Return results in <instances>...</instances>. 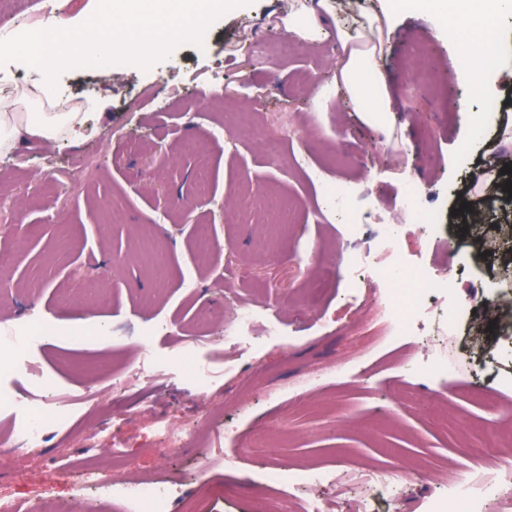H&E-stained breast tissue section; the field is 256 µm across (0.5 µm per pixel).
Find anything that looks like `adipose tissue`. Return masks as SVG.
<instances>
[{"label":"adipose tissue","instance_id":"adipose-tissue-1","mask_svg":"<svg viewBox=\"0 0 512 512\" xmlns=\"http://www.w3.org/2000/svg\"><path fill=\"white\" fill-rule=\"evenodd\" d=\"M343 55L336 68V85L346 91L358 111L374 122H381L392 109V98L379 74L384 50V23L373 18L357 35L338 32ZM20 99L0 101V154L14 150L18 136L27 135L45 142L66 132L77 134L81 126L78 112H23Z\"/></svg>","mask_w":512,"mask_h":512}]
</instances>
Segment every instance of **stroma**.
<instances>
[{"label": "stroma", "mask_w": 512, "mask_h": 512, "mask_svg": "<svg viewBox=\"0 0 512 512\" xmlns=\"http://www.w3.org/2000/svg\"><path fill=\"white\" fill-rule=\"evenodd\" d=\"M288 2L230 9L207 29L206 49L176 46L146 70L116 63L109 81L64 71L57 88L86 115L80 136L26 139L0 155V223L24 227L0 241L11 281L0 288V337L23 323L51 328L29 343L24 366L0 373L16 399L0 412V451L11 452L0 499L49 495L108 512L109 496H80L72 479L102 466L119 482L179 476V512H255L273 496L281 512H298L307 491L268 488L264 474L309 460L345 474L320 486L325 502L421 512L439 492V467L467 475L512 431V324L473 306L487 285L512 289V244L485 245L512 221V196L490 181L469 189L484 167L512 165V150L498 149L512 142V113L485 116L482 78L458 69L428 0H323L316 12L327 34L313 49L289 30ZM384 9L393 17L381 62L394 102L386 130L334 85L336 27ZM285 41L295 50L284 57ZM242 112L261 113V125H239ZM263 138L281 139L280 157L259 151ZM410 181L419 208L442 224L436 239L404 215L397 238L386 236L380 217ZM336 185L344 198L330 194ZM466 202L481 212L482 231L461 230L455 210ZM202 229L212 239L204 257ZM396 252L446 274L448 288L431 297L415 335L393 343L378 335L384 284L350 259L385 266ZM243 306L254 311L248 336L226 337ZM452 308L461 314L451 329ZM273 326L279 335H269ZM188 350L206 392L181 370ZM438 357L449 379L415 372ZM481 390L500 412L471 400ZM80 395L87 403L41 447L16 450L23 411ZM167 420L207 437L160 451ZM385 463L390 486H370V466Z\"/></svg>", "instance_id": "1"}]
</instances>
